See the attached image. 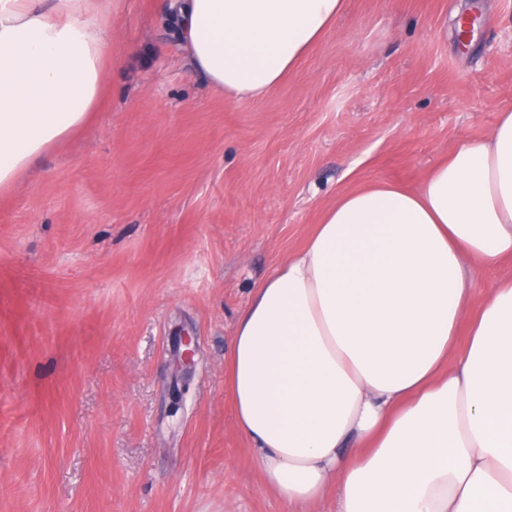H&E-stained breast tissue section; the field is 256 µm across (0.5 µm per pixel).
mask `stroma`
<instances>
[{
  "mask_svg": "<svg viewBox=\"0 0 512 512\" xmlns=\"http://www.w3.org/2000/svg\"><path fill=\"white\" fill-rule=\"evenodd\" d=\"M169 4L103 0L98 112L0 192V512H285L224 391L251 289L339 191L416 184L512 107V0H346L257 102L195 69Z\"/></svg>",
  "mask_w": 512,
  "mask_h": 512,
  "instance_id": "1",
  "label": "stroma"
}]
</instances>
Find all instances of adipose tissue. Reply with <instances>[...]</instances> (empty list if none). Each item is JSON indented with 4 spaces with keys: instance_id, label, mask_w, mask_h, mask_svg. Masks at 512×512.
Listing matches in <instances>:
<instances>
[{
    "instance_id": "ef3b65f1",
    "label": "adipose tissue",
    "mask_w": 512,
    "mask_h": 512,
    "mask_svg": "<svg viewBox=\"0 0 512 512\" xmlns=\"http://www.w3.org/2000/svg\"><path fill=\"white\" fill-rule=\"evenodd\" d=\"M86 0H0V190L83 127L111 36ZM345 0H172L196 70L263 99ZM512 259V109L415 186L342 192L253 288L224 386L287 512H512V279L479 312V264ZM469 336L464 353L454 338Z\"/></svg>"
}]
</instances>
